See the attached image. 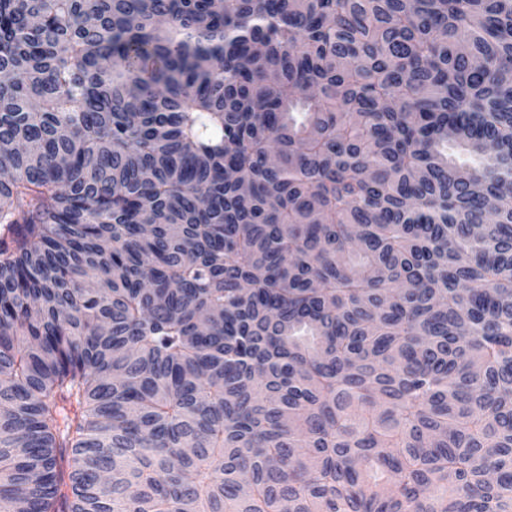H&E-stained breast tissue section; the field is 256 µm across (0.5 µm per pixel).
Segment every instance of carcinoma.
I'll return each mask as SVG.
<instances>
[{
	"label": "carcinoma",
	"mask_w": 512,
	"mask_h": 512,
	"mask_svg": "<svg viewBox=\"0 0 512 512\" xmlns=\"http://www.w3.org/2000/svg\"><path fill=\"white\" fill-rule=\"evenodd\" d=\"M0 512H512V0H0Z\"/></svg>",
	"instance_id": "obj_1"
}]
</instances>
